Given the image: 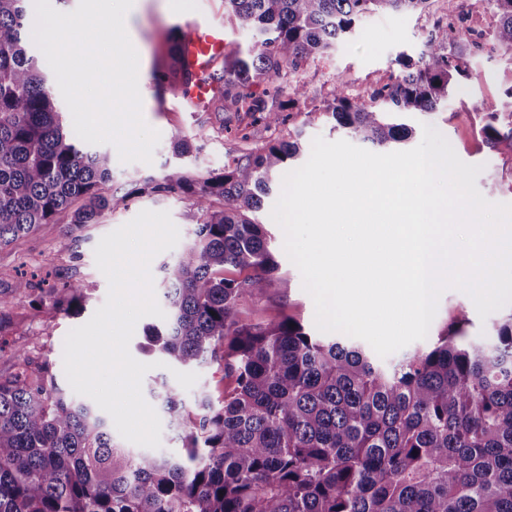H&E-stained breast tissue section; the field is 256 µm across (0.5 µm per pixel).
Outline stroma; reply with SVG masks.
<instances>
[{
	"instance_id": "1",
	"label": "stroma",
	"mask_w": 512,
	"mask_h": 512,
	"mask_svg": "<svg viewBox=\"0 0 512 512\" xmlns=\"http://www.w3.org/2000/svg\"><path fill=\"white\" fill-rule=\"evenodd\" d=\"M205 17L215 24L224 21V0H134L126 16L128 35L139 55L138 85L142 97V112L146 122L157 129L160 140L153 151L151 163L112 162V184L124 189L133 181L164 175L175 163L194 173L207 176L219 171L227 158L240 154L245 148L235 124L225 123L223 113L214 108H184L166 99L153 79L157 73L174 72L176 62L172 52L177 27L186 21ZM447 13L440 0H432L422 13H376L362 18L324 56L309 62L300 72L301 85L306 90L289 123L302 145L296 159L304 165L310 157L312 141L323 137L328 141L350 140V133L337 130L325 113L332 98L337 77H346L350 94H359L397 71L399 57L418 60L430 32L445 22ZM471 80L463 83L431 112H409L403 120L414 130L405 149L416 147L422 140L424 125L435 127L450 143L465 163L480 166L476 185L488 201L512 203V156L489 148L482 140L475 119L484 102L507 104V89L512 88V57L491 48L473 53L468 60ZM192 140V156L178 160L171 152L174 134ZM496 191H489L490 183ZM282 188L281 177H273L271 191L256 214L260 223L268 225L274 236L273 253L276 269L268 276L264 292L239 308L243 319L263 322L271 319L293 318L306 328H313L315 308L312 298L302 288L297 267L288 259L284 249L282 229L274 224L271 211ZM168 212L179 230L180 243H187L195 224L188 200L174 194L167 197L143 195L134 198L127 207L107 215L103 223L92 225L83 232L77 253L63 249L66 223L46 224L36 232L0 249V286L8 287L21 276L54 280L55 273L64 268H76L85 284V301L81 313L71 315L53 307L50 296L30 302L15 301L6 308V327L0 331L4 345L0 346V377L7 378L21 365L37 369L49 365L62 390H69L63 365L64 340L68 332L86 323L101 307L108 294V281L95 263L94 250L100 239L135 218L141 211ZM512 313V305L480 318L472 299L457 289L446 290L438 303L430 334H437L459 316L468 318L467 335L472 342H488L493 328L502 316ZM155 316L141 318L134 330L129 351L136 360L150 364L142 381L143 391L159 384L176 386L169 369L160 367L161 356L145 349V331L158 324Z\"/></svg>"
}]
</instances>
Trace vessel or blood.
<instances>
[{
    "label": "vessel or blood",
    "mask_w": 512,
    "mask_h": 512,
    "mask_svg": "<svg viewBox=\"0 0 512 512\" xmlns=\"http://www.w3.org/2000/svg\"><path fill=\"white\" fill-rule=\"evenodd\" d=\"M178 53L182 70L172 94L188 106L204 105L216 92L209 75L226 53L223 29L202 19L184 24Z\"/></svg>",
    "instance_id": "obj_1"
}]
</instances>
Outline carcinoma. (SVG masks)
<instances>
[{
  "instance_id": "1",
  "label": "carcinoma",
  "mask_w": 512,
  "mask_h": 512,
  "mask_svg": "<svg viewBox=\"0 0 512 512\" xmlns=\"http://www.w3.org/2000/svg\"><path fill=\"white\" fill-rule=\"evenodd\" d=\"M28 2L0 0V247L62 216L70 249L136 196H184L197 215L193 238L161 266L166 317L146 339L175 365L217 364L228 384L220 400L203 393L190 408L178 389L161 388L183 442L172 458L124 448L47 366L0 378V512H512V313L489 347L466 341L460 321L395 364L291 317H239L276 266L252 215L301 151L277 133L304 95L297 73L363 15L429 0H224L232 27L257 37L224 56L216 78L217 109L237 118L248 148L201 179L172 168L121 195L111 156L76 144L28 52ZM488 2L493 45L512 57V0ZM480 38L453 22L435 29L420 58L398 60L367 98L336 78L328 115L373 147L409 140L393 117L431 110L471 79ZM274 78L281 85L259 89ZM477 117L487 145L512 150V111L489 101ZM229 267L252 274L227 278ZM83 298L71 275L53 304L76 314Z\"/></svg>"
}]
</instances>
